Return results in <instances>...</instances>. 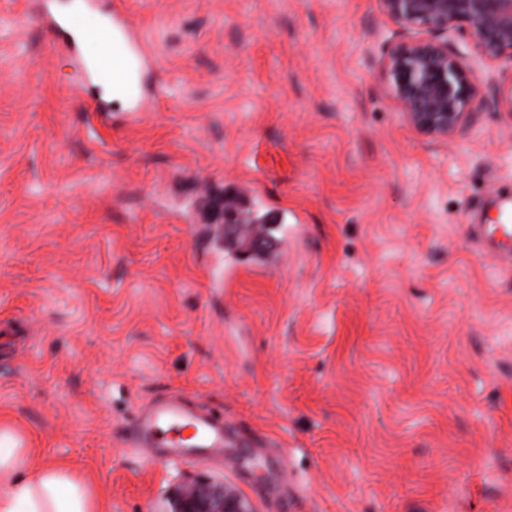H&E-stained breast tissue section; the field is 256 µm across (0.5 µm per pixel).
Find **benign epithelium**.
<instances>
[{"mask_svg": "<svg viewBox=\"0 0 512 512\" xmlns=\"http://www.w3.org/2000/svg\"><path fill=\"white\" fill-rule=\"evenodd\" d=\"M402 29L416 34L382 60L392 94L409 125L432 140L471 125L485 95L466 53L448 40L458 24L468 27L478 54L512 59V0H381ZM224 237L236 234L239 213L213 205ZM166 512H254L232 485L212 477L185 476L167 499Z\"/></svg>", "mask_w": 512, "mask_h": 512, "instance_id": "benign-epithelium-1", "label": "benign epithelium"}]
</instances>
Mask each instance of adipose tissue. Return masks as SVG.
<instances>
[{
  "label": "adipose tissue",
  "instance_id": "adipose-tissue-1",
  "mask_svg": "<svg viewBox=\"0 0 512 512\" xmlns=\"http://www.w3.org/2000/svg\"><path fill=\"white\" fill-rule=\"evenodd\" d=\"M0 512H102L100 502L62 466L42 462L0 434Z\"/></svg>",
  "mask_w": 512,
  "mask_h": 512
}]
</instances>
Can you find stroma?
<instances>
[{
	"instance_id": "35a3bbf8",
	"label": "stroma",
	"mask_w": 512,
	"mask_h": 512,
	"mask_svg": "<svg viewBox=\"0 0 512 512\" xmlns=\"http://www.w3.org/2000/svg\"><path fill=\"white\" fill-rule=\"evenodd\" d=\"M123 3L157 63L103 124L36 0H0V430L104 512L185 474L256 512H512V267L469 230L512 197V113L420 136L380 0ZM250 185L288 236L265 270L211 219ZM174 395L221 450L129 447Z\"/></svg>"
}]
</instances>
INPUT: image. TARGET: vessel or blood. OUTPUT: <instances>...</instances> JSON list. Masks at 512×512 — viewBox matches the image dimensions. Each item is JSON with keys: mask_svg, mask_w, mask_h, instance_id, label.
Masks as SVG:
<instances>
[{"mask_svg": "<svg viewBox=\"0 0 512 512\" xmlns=\"http://www.w3.org/2000/svg\"><path fill=\"white\" fill-rule=\"evenodd\" d=\"M40 19L54 35L58 50L80 58L83 73L95 82L112 78L114 63L145 65L153 56L142 34L125 15L119 0L111 9H103L99 0H83L80 18L86 28L67 24L51 9L52 0H41ZM498 217L492 224L474 225L479 244L494 250L497 256L512 263V197L496 201ZM136 433L131 444L136 448H220L224 445V428L186 413L173 400L153 403L140 410L131 420Z\"/></svg>", "mask_w": 512, "mask_h": 512, "instance_id": "1", "label": "vessel or blood"}]
</instances>
